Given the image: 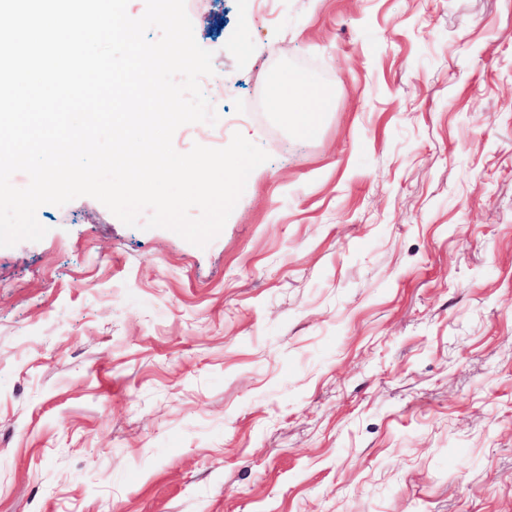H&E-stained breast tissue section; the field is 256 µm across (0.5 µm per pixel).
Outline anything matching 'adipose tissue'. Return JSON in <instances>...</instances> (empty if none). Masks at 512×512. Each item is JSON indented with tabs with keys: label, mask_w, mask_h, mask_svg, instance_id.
Wrapping results in <instances>:
<instances>
[{
	"label": "adipose tissue",
	"mask_w": 512,
	"mask_h": 512,
	"mask_svg": "<svg viewBox=\"0 0 512 512\" xmlns=\"http://www.w3.org/2000/svg\"><path fill=\"white\" fill-rule=\"evenodd\" d=\"M268 106L271 111L283 114L301 132L312 133L321 113L328 111L330 99L305 77L287 72L272 80Z\"/></svg>",
	"instance_id": "1"
}]
</instances>
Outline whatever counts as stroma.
Returning <instances> with one entry per match:
<instances>
[{"label": "stroma", "instance_id": "1", "mask_svg": "<svg viewBox=\"0 0 512 512\" xmlns=\"http://www.w3.org/2000/svg\"><path fill=\"white\" fill-rule=\"evenodd\" d=\"M186 10L270 159L203 248L89 196L0 248V512H512V0ZM294 102L295 106L292 107ZM268 106L272 112H281L301 132L313 133L321 112L328 111L330 99L305 77L287 72L272 80L268 90Z\"/></svg>", "mask_w": 512, "mask_h": 512}]
</instances>
